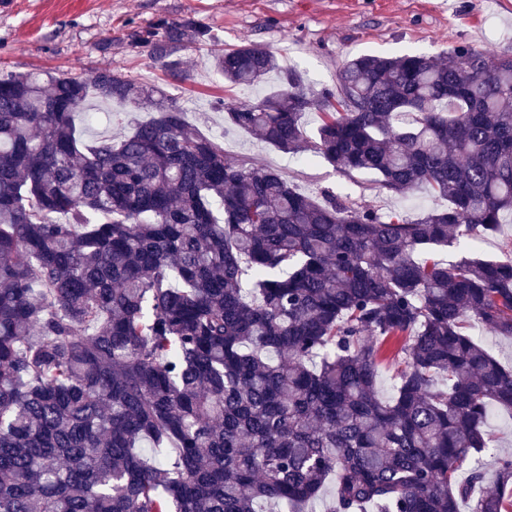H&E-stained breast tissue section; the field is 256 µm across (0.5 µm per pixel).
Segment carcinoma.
<instances>
[{"mask_svg": "<svg viewBox=\"0 0 512 512\" xmlns=\"http://www.w3.org/2000/svg\"><path fill=\"white\" fill-rule=\"evenodd\" d=\"M209 35L130 45L181 81ZM213 65L276 80L228 125L448 208L316 201L117 70L0 75V512H308L330 482V512H512V457L477 458L512 368L468 333L512 339V253L433 257L512 223V55H362L318 91L260 43ZM91 98L153 115L88 141Z\"/></svg>", "mask_w": 512, "mask_h": 512, "instance_id": "carcinoma-1", "label": "carcinoma"}]
</instances>
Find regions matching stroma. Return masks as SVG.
<instances>
[{"mask_svg": "<svg viewBox=\"0 0 512 512\" xmlns=\"http://www.w3.org/2000/svg\"><path fill=\"white\" fill-rule=\"evenodd\" d=\"M195 16L208 24L203 49L182 52L185 81L170 79L128 36L161 18ZM112 51L101 54L103 41ZM257 42L317 90L334 87L350 59L375 54H449L461 44L488 59L512 55V0H0V73L42 71L90 75L116 68L145 85L159 86L185 110L188 122L223 144L230 161L250 159L282 171L300 193L331 192L380 214L416 218L444 207L421 187L402 195L377 187L364 173L343 174L323 158L283 153L249 133L226 126L214 108L224 79L209 60L213 50ZM512 224L484 240L443 248L438 259L505 258Z\"/></svg>", "mask_w": 512, "mask_h": 512, "instance_id": "1", "label": "stroma"}]
</instances>
